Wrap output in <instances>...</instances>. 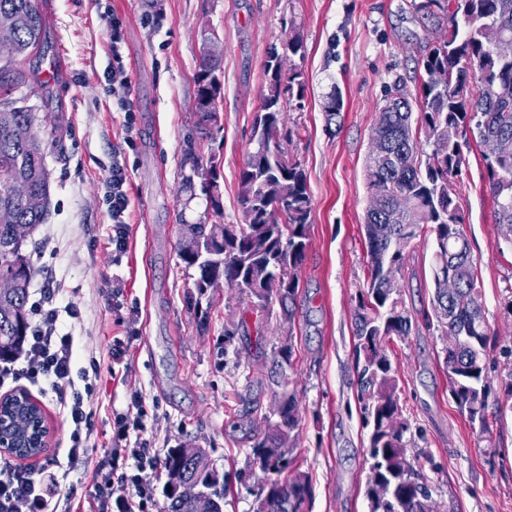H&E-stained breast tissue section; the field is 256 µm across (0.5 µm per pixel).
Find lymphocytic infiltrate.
I'll return each mask as SVG.
<instances>
[{"label": "lymphocytic infiltrate", "mask_w": 512, "mask_h": 512, "mask_svg": "<svg viewBox=\"0 0 512 512\" xmlns=\"http://www.w3.org/2000/svg\"><path fill=\"white\" fill-rule=\"evenodd\" d=\"M116 251L126 246L125 222L130 200L127 176L120 163H113L109 178ZM60 290L52 285L40 288L30 304L29 333L21 355L0 362V388H37L41 397L58 401L71 426L69 464L87 462L93 427L87 411L96 387L85 370L73 367V336L61 326V315L77 318L76 310H62ZM147 411L141 393L130 396L125 412L117 415L112 446L93 470L94 498L99 512H147L153 496L148 476L160 461L143 440ZM51 484L36 477L29 467L0 461V512H49Z\"/></svg>", "instance_id": "obj_1"}]
</instances>
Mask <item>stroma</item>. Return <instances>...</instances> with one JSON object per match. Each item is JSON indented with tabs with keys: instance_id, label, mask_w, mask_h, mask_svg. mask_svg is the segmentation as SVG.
<instances>
[{
	"instance_id": "stroma-1",
	"label": "stroma",
	"mask_w": 512,
	"mask_h": 512,
	"mask_svg": "<svg viewBox=\"0 0 512 512\" xmlns=\"http://www.w3.org/2000/svg\"><path fill=\"white\" fill-rule=\"evenodd\" d=\"M45 18L43 57H27L36 93L27 103L36 129L51 146L48 219L25 251L35 269L32 286L53 282L63 303L81 312L71 327L78 367L99 362L100 389L92 410L101 460L112 444V413L131 392L148 410L145 439L161 451L188 444L207 449L230 493L224 512H254L258 480L250 475L249 435L258 413L273 403L265 379L277 341L276 320H258L230 291L216 292L206 327L188 303L194 270L178 257L182 221H195L204 199L187 201L179 162L194 110V74L204 31L223 49L222 129L203 153L219 152L224 221H243L238 176L252 149L251 127L261 108L263 63L289 34L301 43L290 62L302 72L301 104L284 107L292 139L288 154L307 176L313 198L308 249L299 273L292 378L303 410L297 463L311 475V512H368V431L357 401L353 357L355 296L365 280L362 228L370 189L364 177L372 130L385 90L404 80L420 107L419 62L438 32L413 12L411 0H39ZM120 23L124 74L133 86V112L116 106L112 85L113 23ZM341 94L343 107L327 124L324 107ZM127 170L130 198L127 247L112 248L108 177L113 161ZM479 151L457 181L471 256L477 268L484 315L497 340L486 353L491 383L487 419L479 434L456 406L441 363L446 339L423 322L433 293V240L414 242L399 283L419 322L394 339L400 399L416 451L434 485L436 512H512V244L492 221ZM54 247L43 253L42 244ZM246 314L259 331L235 340L249 362L242 370L224 352V321ZM130 335L120 368L127 383L112 381V339ZM50 428L43 470L60 461L59 502L90 512L92 473L65 466L70 428L61 411L42 403Z\"/></svg>"
}]
</instances>
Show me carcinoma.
I'll list each match as a JSON object with an SVG mask.
<instances>
[{
	"instance_id": "cac0c4a2",
	"label": "carcinoma",
	"mask_w": 512,
	"mask_h": 512,
	"mask_svg": "<svg viewBox=\"0 0 512 512\" xmlns=\"http://www.w3.org/2000/svg\"><path fill=\"white\" fill-rule=\"evenodd\" d=\"M419 17L436 28H446L443 38L426 47L423 72L439 69L448 83H421L422 107L413 115L404 82L398 80L386 91L388 109L379 113L373 134L387 142L382 159L367 157L368 186L381 182L387 194L370 203L363 226L366 249V285L356 295L353 312L355 367L358 401L369 428L371 460L366 482L369 512H435L430 479L417 456L410 454L411 425L400 404L397 367L389 355L395 337L410 335L411 311L405 306L399 285L388 279L390 270L401 271L406 251L418 238L433 236V299L435 329L448 337L443 369L450 395L472 426L487 430L489 386L484 358L491 331L484 317L465 229V217L456 202V181L467 165L468 153L476 146L487 171L486 191L493 204V223L512 227V151L496 158L487 153L492 138L512 142V59L499 60L491 52L487 32L512 39V0H413ZM12 17L7 35L16 45L14 58L0 66V208L8 207L18 224L32 229L46 221L10 193V182L21 178L40 190L48 175L46 148L35 131V114L13 94L27 85V73L16 60L41 49L44 16L37 0H0V16ZM279 51L271 49L264 64L265 83L271 84L261 98V112L252 126L253 151L239 173L238 199L244 223H224L223 190L219 181V156L204 158L201 145L220 131L219 104L224 84L219 62L201 54L195 82H208L212 104L195 109L184 139L180 168L183 190L189 199L204 196L203 215L183 228L197 237L212 254L201 260L179 247L178 256L197 271L196 294L189 297L194 309L201 308L206 280L224 274L228 287L262 315L294 322L300 288L299 272L308 247L312 196L306 176L293 160L284 163L270 154L273 135L291 138L283 127L284 99L272 85L279 82L273 63ZM302 72L288 78L290 101H301ZM26 127L28 141L15 138L14 130ZM288 180V201L279 224H265L262 211L275 199L278 180ZM414 200L413 209L393 217L397 195ZM7 224H0V278L8 277L16 287L0 294V361L22 350L29 328V287L35 270ZM246 322L224 321V349H233L236 363L242 351L233 346L245 334ZM276 390L273 410L260 417L264 431L252 434L249 467L259 469L262 480L254 512H304L312 503L309 473L295 466V451L302 411L290 371L294 369V344L272 350ZM165 512H190L199 489L205 488L219 503L228 485L208 481L209 456L194 458L170 451L164 462Z\"/></svg>"
}]
</instances>
